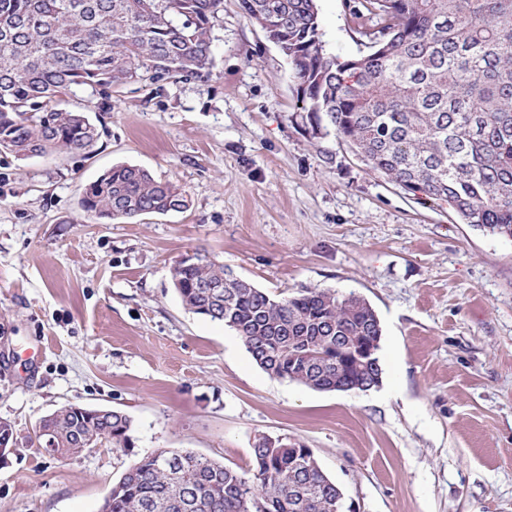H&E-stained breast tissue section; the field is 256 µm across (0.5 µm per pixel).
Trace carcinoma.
I'll list each match as a JSON object with an SVG mask.
<instances>
[{
  "mask_svg": "<svg viewBox=\"0 0 512 512\" xmlns=\"http://www.w3.org/2000/svg\"><path fill=\"white\" fill-rule=\"evenodd\" d=\"M244 14L291 65L297 99L376 173L445 202L463 223L512 237V0H348L367 51L337 61L324 49L316 0H240ZM224 0H0V154H90L97 125L62 107L91 88L189 76L212 64ZM186 206L174 185L128 164L86 185L89 215L133 220ZM184 307L240 338L273 378L318 391L358 380L369 366L336 350L378 335L372 312L331 289L278 297L228 279L211 259L171 271ZM228 282L219 294L200 285ZM318 371L297 378L301 355ZM40 445L61 456L134 445L132 420L64 405L40 422ZM238 471L188 449L140 458L102 512H344L336 484L304 444L261 447Z\"/></svg>",
  "mask_w": 512,
  "mask_h": 512,
  "instance_id": "carcinoma-1",
  "label": "carcinoma"
}]
</instances>
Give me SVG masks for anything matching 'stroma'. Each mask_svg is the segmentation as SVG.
Listing matches in <instances>:
<instances>
[{"label": "stroma", "instance_id": "obj_1", "mask_svg": "<svg viewBox=\"0 0 512 512\" xmlns=\"http://www.w3.org/2000/svg\"><path fill=\"white\" fill-rule=\"evenodd\" d=\"M325 50L363 47L346 0H317ZM213 66L105 100L92 154L0 155V512H100L161 448L247 469L254 438L312 448L351 512H512V240L421 204L335 134H314L286 57L224 0ZM137 165L183 210L108 222L85 186ZM200 251L288 297L354 292L381 321L383 381L319 392L270 377L171 281ZM66 404L121 411L134 446L59 459L35 439Z\"/></svg>", "mask_w": 512, "mask_h": 512}]
</instances>
